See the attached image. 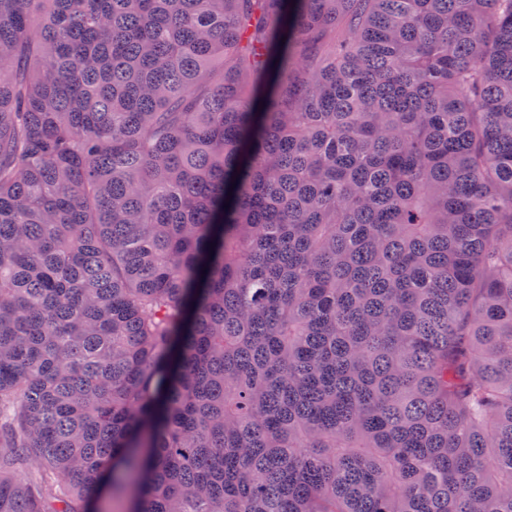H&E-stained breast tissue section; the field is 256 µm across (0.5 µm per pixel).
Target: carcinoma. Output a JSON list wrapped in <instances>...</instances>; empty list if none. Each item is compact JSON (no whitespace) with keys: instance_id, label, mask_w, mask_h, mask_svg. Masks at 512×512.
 <instances>
[{"instance_id":"cac0c4a2","label":"carcinoma","mask_w":512,"mask_h":512,"mask_svg":"<svg viewBox=\"0 0 512 512\" xmlns=\"http://www.w3.org/2000/svg\"><path fill=\"white\" fill-rule=\"evenodd\" d=\"M107 486L512 512V0H0V512Z\"/></svg>"}]
</instances>
